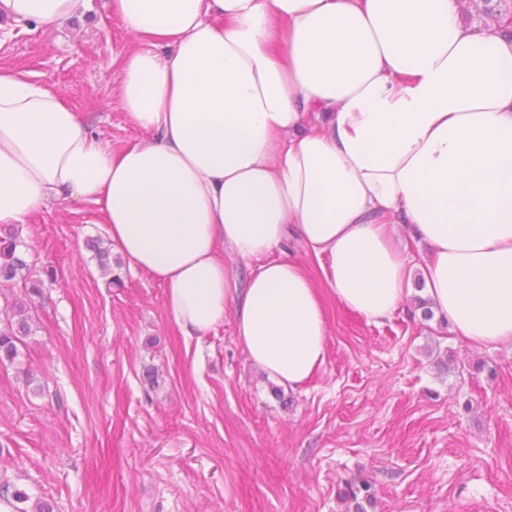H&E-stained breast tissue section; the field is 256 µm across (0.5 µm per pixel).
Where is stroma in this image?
Segmentation results:
<instances>
[{
    "label": "stroma",
    "instance_id": "stroma-1",
    "mask_svg": "<svg viewBox=\"0 0 512 512\" xmlns=\"http://www.w3.org/2000/svg\"><path fill=\"white\" fill-rule=\"evenodd\" d=\"M104 3L58 31L0 30V65L61 92L118 149L147 135L112 96V58L133 40ZM19 230L36 277L53 278L40 297L0 287V318L23 297L32 327L0 364V488L25 489L28 512H354L347 492L365 483L366 512H512L507 349L461 342L409 301L370 322L331 298L325 365L279 390L233 313L187 337L159 281L102 271L92 203L50 202Z\"/></svg>",
    "mask_w": 512,
    "mask_h": 512
}]
</instances>
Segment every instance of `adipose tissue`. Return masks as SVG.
I'll return each instance as SVG.
<instances>
[{"instance_id": "adipose-tissue-1", "label": "adipose tissue", "mask_w": 512, "mask_h": 512, "mask_svg": "<svg viewBox=\"0 0 512 512\" xmlns=\"http://www.w3.org/2000/svg\"><path fill=\"white\" fill-rule=\"evenodd\" d=\"M466 0H108L134 41L113 95L148 133L113 149L67 99L0 66V224L94 204L128 268L167 290L184 335L235 315L269 378L324 366L323 297L377 322L425 282L456 336L512 350V39ZM91 0H0L62 29ZM427 245V254L412 249ZM249 265L229 303L225 254ZM284 251H278L276 256L284 259H294L302 263L305 267L309 269L312 276L317 280L320 270H319V261L309 256L302 245H300L296 240H292L287 247H284Z\"/></svg>"}]
</instances>
